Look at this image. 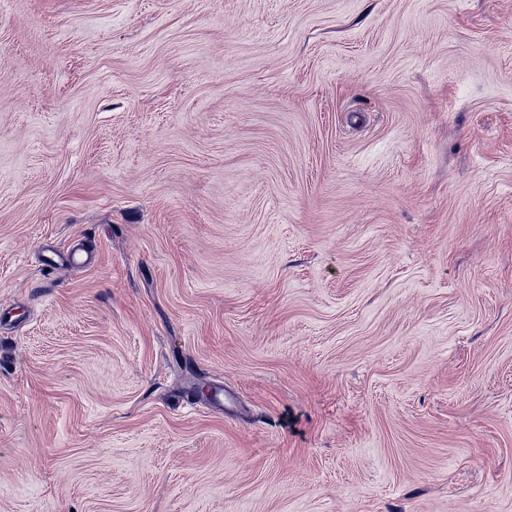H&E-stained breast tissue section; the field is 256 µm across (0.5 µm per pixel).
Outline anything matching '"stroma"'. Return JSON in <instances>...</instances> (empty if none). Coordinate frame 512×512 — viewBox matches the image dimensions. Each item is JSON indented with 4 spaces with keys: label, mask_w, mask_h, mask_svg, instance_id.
<instances>
[{
    "label": "stroma",
    "mask_w": 512,
    "mask_h": 512,
    "mask_svg": "<svg viewBox=\"0 0 512 512\" xmlns=\"http://www.w3.org/2000/svg\"><path fill=\"white\" fill-rule=\"evenodd\" d=\"M0 512H512V0H0Z\"/></svg>",
    "instance_id": "1"
}]
</instances>
